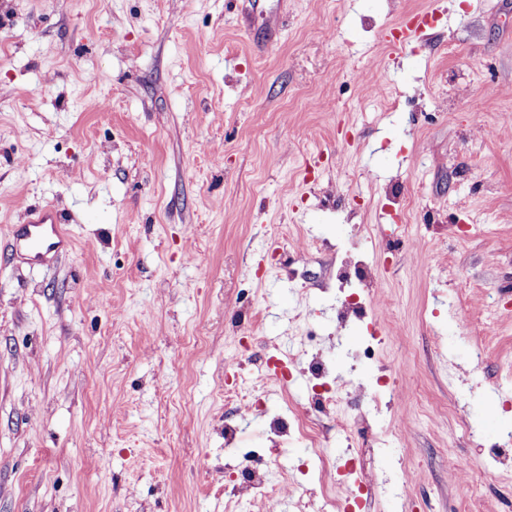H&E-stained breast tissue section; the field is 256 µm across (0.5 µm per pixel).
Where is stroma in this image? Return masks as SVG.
<instances>
[{"label": "stroma", "mask_w": 512, "mask_h": 512, "mask_svg": "<svg viewBox=\"0 0 512 512\" xmlns=\"http://www.w3.org/2000/svg\"><path fill=\"white\" fill-rule=\"evenodd\" d=\"M242 2L0 0V512H305L229 493L224 391L306 410V336L396 379L393 435L329 434L368 512H512V447L468 489L512 435V0ZM26 204L61 261L15 251ZM427 17L428 14L426 13L417 14L403 22L398 28L400 31V35L398 37L392 34L395 29L392 30L390 34H387L386 36L388 47L393 50L405 49L407 44L411 43L418 36V34L424 31L425 27L429 26L425 22V18ZM26 224H12L8 233L13 244L26 252L32 263H41L51 256L58 255L70 243L64 228L65 219L53 209L34 211L26 209ZM353 275L357 277L366 288L371 286V276L367 264L362 259H359L354 262L345 263L340 268H338L336 276L339 279H342L339 280V288H345V286L351 288H359L353 285L350 280H348ZM359 290L361 291L360 288Z\"/></svg>", "instance_id": "1"}]
</instances>
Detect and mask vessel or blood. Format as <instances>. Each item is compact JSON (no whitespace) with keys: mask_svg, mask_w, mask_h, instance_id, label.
<instances>
[{"mask_svg":"<svg viewBox=\"0 0 512 512\" xmlns=\"http://www.w3.org/2000/svg\"><path fill=\"white\" fill-rule=\"evenodd\" d=\"M425 27L424 15H415L400 25L398 34L388 35L386 42L391 49H405ZM26 217V223L10 225L8 233L15 247L24 251L31 262H43L67 248L70 240L61 213L53 209L31 210Z\"/></svg>","mask_w":512,"mask_h":512,"instance_id":"vessel-or-blood-1","label":"vessel or blood"}]
</instances>
